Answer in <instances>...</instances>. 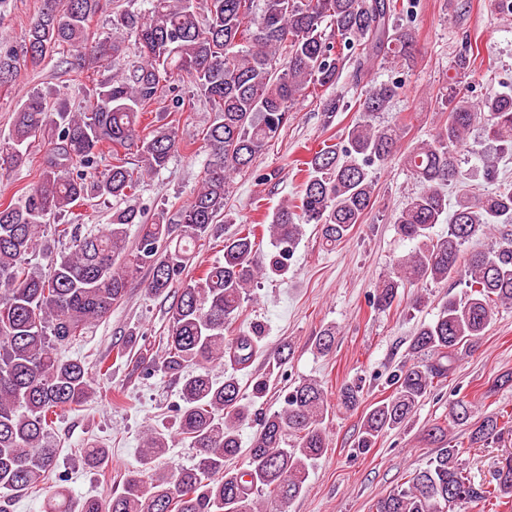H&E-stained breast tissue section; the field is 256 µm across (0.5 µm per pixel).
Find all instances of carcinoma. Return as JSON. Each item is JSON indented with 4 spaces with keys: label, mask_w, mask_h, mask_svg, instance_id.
<instances>
[{
    "label": "carcinoma",
    "mask_w": 512,
    "mask_h": 512,
    "mask_svg": "<svg viewBox=\"0 0 512 512\" xmlns=\"http://www.w3.org/2000/svg\"><path fill=\"white\" fill-rule=\"evenodd\" d=\"M146 7L123 10L112 19V36L90 37V23L106 0H42L22 44L0 48V87L21 67L39 65L60 48L74 51L69 70L81 78L95 66L110 67L127 37L134 38L141 63L121 77L97 85L82 112L48 109L31 95L16 112L13 130L0 140V163L27 161L31 139L51 145L38 180L20 196L0 203V512L10 497L39 493L55 472L58 449L49 434L60 412L83 405L94 394L85 363L61 356L92 323L120 303L129 282L149 271L145 288L154 296L176 289L170 325L161 354L139 353L136 367L181 384L176 406L178 432L190 439L199 460L170 475L153 473L171 436L153 430L139 449L140 469L120 493L87 498L72 510L60 492L46 512H263L274 499L285 506L300 496L314 464L329 448L328 390L315 379L291 387L282 406L259 412L270 390L272 372L255 376L249 394L235 371L250 364L262 328L233 333L244 303L260 280L288 273L302 225L319 226L323 245L333 249L348 240L372 207V170L397 159L422 185L393 218L396 234L413 243L381 276L373 304L387 309L407 285L457 280L467 291L443 299L435 318L411 338L409 359L392 375V393L365 412L355 447L367 451L379 438L403 427L420 403L454 371L459 353L477 342L496 309L512 306V238L488 250L466 252L470 241L512 224V182L479 192L457 156L470 128L479 123L503 153H512V89L492 90L472 101L463 89L445 96L448 118L428 140L401 149L399 125L379 127L384 112L400 94L401 83L373 82L357 98L359 119L338 143H322L303 165L300 194L282 203L267 224H240L224 238V261L198 275L190 273L196 242L212 233L224 211L231 175L249 169L288 123L294 105L310 89L330 87L345 62H397L411 56L412 33L393 17L404 10L398 0H144ZM188 80L209 104L214 119L205 133L209 160L192 200L174 214L160 210L146 223L131 206L112 212L98 232H81L76 209L90 197L128 201L144 177L164 168L172 154L189 146L180 126L143 124L164 82ZM135 152L137 162L128 161ZM112 162L98 168V156ZM460 193L448 212L446 187ZM67 214L70 222L55 219ZM447 216L448 233L434 232ZM138 226L130 241L132 226ZM53 227L72 242L69 252L50 258L44 270L31 262L40 234ZM273 250L263 253L264 238ZM336 327L315 337L314 348L330 352ZM230 365L224 379L212 377L215 365ZM362 387L345 383L336 402L351 411ZM257 425L250 446L241 447V428ZM512 412L475 416L472 402H451L448 419L429 436L440 442L426 467L375 504V512H454L458 505L512 498V461L493 480L476 484L460 461L462 446L448 445V427L469 430L473 442L500 439ZM246 453L247 466L227 462ZM88 463L108 466L102 448L85 450Z\"/></svg>",
    "instance_id": "cac0c4a2"
}]
</instances>
